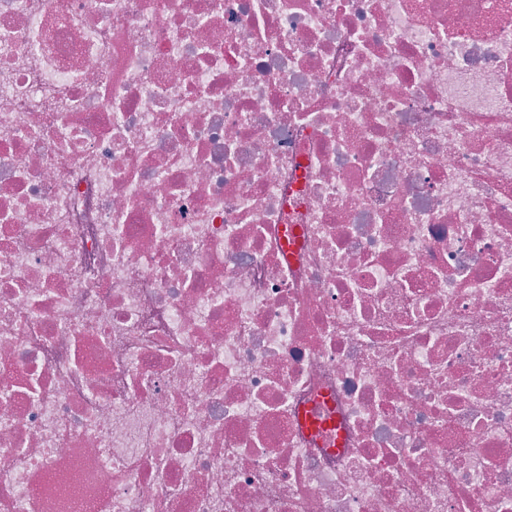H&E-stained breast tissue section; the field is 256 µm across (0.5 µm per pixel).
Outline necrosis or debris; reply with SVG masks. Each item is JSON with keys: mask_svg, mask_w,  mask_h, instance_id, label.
Returning <instances> with one entry per match:
<instances>
[{"mask_svg": "<svg viewBox=\"0 0 512 512\" xmlns=\"http://www.w3.org/2000/svg\"><path fill=\"white\" fill-rule=\"evenodd\" d=\"M0 512H512V0H0Z\"/></svg>", "mask_w": 512, "mask_h": 512, "instance_id": "4bbe7bcc", "label": "necrosis or debris"}]
</instances>
